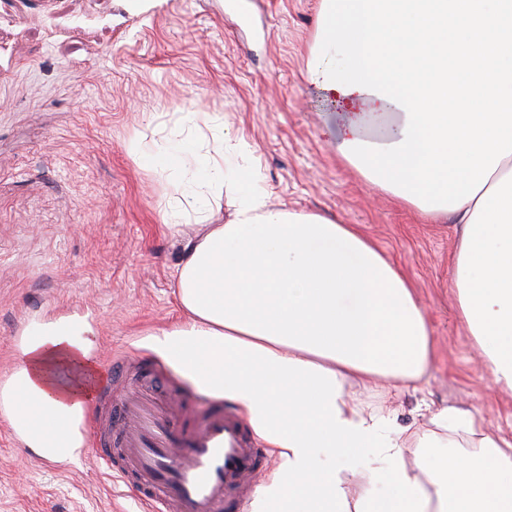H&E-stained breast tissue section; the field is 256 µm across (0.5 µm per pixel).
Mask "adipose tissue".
I'll return each mask as SVG.
<instances>
[{
    "instance_id": "adipose-tissue-1",
    "label": "adipose tissue",
    "mask_w": 512,
    "mask_h": 512,
    "mask_svg": "<svg viewBox=\"0 0 512 512\" xmlns=\"http://www.w3.org/2000/svg\"><path fill=\"white\" fill-rule=\"evenodd\" d=\"M307 75L352 107L337 151L457 225L458 314L512 390V0H322ZM218 141L137 137L129 151L181 173L171 197L195 218L175 281L183 321L153 348L272 450L251 512H512V436L455 407L413 431L389 398L349 393L429 370L432 328L408 276L355 225L270 207L248 145L227 128ZM224 192L233 218L211 223ZM92 334L75 315L27 328L0 384V417L47 461L84 454Z\"/></svg>"
}]
</instances>
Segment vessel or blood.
I'll return each mask as SVG.
<instances>
[{
	"label": "vessel or blood",
	"instance_id": "vessel-or-blood-1",
	"mask_svg": "<svg viewBox=\"0 0 512 512\" xmlns=\"http://www.w3.org/2000/svg\"><path fill=\"white\" fill-rule=\"evenodd\" d=\"M103 370L91 409L101 420L96 463L150 512H241L268 455L239 412L175 389L156 393L148 364L131 377L126 359L113 357Z\"/></svg>",
	"mask_w": 512,
	"mask_h": 512
}]
</instances>
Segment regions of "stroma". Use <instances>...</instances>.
<instances>
[{"instance_id": "obj_1", "label": "stroma", "mask_w": 512, "mask_h": 512, "mask_svg": "<svg viewBox=\"0 0 512 512\" xmlns=\"http://www.w3.org/2000/svg\"><path fill=\"white\" fill-rule=\"evenodd\" d=\"M321 0H0V382L36 322L85 317L93 355L152 362L182 320L177 235L164 225L175 168L137 164V134L195 141L207 113L251 145L272 206L356 225L412 279L437 344L423 391L399 398L417 428L422 402L476 411L512 432L499 387L458 321L457 227L368 181L343 159L331 116L307 81ZM0 512H141L134 494L84 456L56 464L0 418Z\"/></svg>"}]
</instances>
